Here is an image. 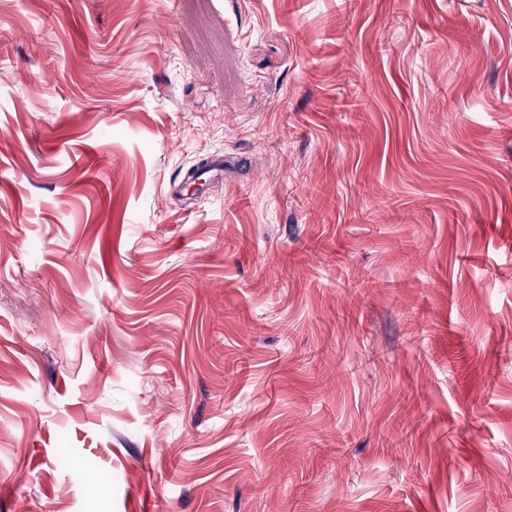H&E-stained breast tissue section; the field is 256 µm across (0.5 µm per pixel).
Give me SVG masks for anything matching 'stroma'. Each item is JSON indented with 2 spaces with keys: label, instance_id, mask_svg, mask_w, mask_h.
Returning <instances> with one entry per match:
<instances>
[{
  "label": "stroma",
  "instance_id": "stroma-1",
  "mask_svg": "<svg viewBox=\"0 0 512 512\" xmlns=\"http://www.w3.org/2000/svg\"><path fill=\"white\" fill-rule=\"evenodd\" d=\"M0 512H512V0H0ZM192 170L194 174L198 175L199 181L206 183V180L219 179L224 176V156H207L201 159L190 171Z\"/></svg>",
  "mask_w": 512,
  "mask_h": 512
}]
</instances>
